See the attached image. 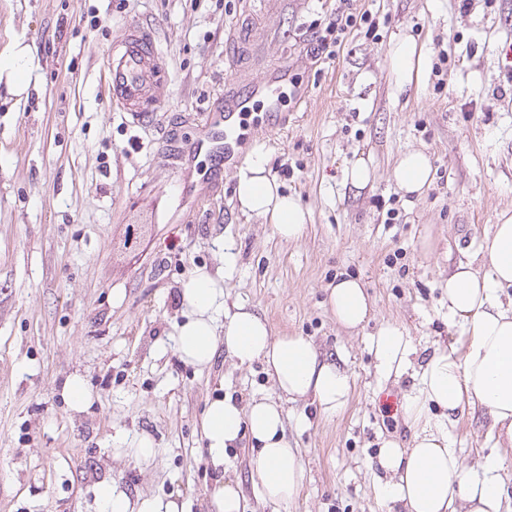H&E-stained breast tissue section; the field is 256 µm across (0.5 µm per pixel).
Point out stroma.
Listing matches in <instances>:
<instances>
[{"instance_id": "1", "label": "stroma", "mask_w": 512, "mask_h": 512, "mask_svg": "<svg viewBox=\"0 0 512 512\" xmlns=\"http://www.w3.org/2000/svg\"><path fill=\"white\" fill-rule=\"evenodd\" d=\"M258 3L0 0V53L37 47L24 92L0 81V512H100L105 482L211 512L220 475L239 484L245 512H264L254 449H228L216 473L199 420L207 399L279 393L261 363L222 354L200 370L178 358L181 292L199 268L221 278L226 304L253 307L274 335L310 338L353 379L343 412L287 404L306 479L281 512H389L370 463L381 440L406 446L411 430L379 398L407 397L414 379L382 378L370 342L392 324L423 356L462 334L442 283L512 211V0L466 11L461 0H353L375 13L377 37L352 31L319 61L311 27L336 0H278L268 13ZM248 13L264 35L246 50ZM136 22L156 29L170 83L165 107L133 127L108 105L102 56ZM401 37L425 51L402 92L387 64ZM245 95L250 115L225 121V100ZM412 148L432 164L418 196L392 176ZM256 151L308 213L298 240L239 209L237 175ZM361 158L373 178L356 189L345 173ZM341 276L373 302L354 331L326 303ZM75 375L91 392L81 408L63 393ZM304 413L310 426L297 428ZM490 426L483 409L465 410L450 444L475 473L499 454L512 489V448L494 449ZM143 435L158 450L147 462L128 453Z\"/></svg>"}]
</instances>
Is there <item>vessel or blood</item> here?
I'll use <instances>...</instances> for the list:
<instances>
[{
  "label": "vessel or blood",
  "mask_w": 512,
  "mask_h": 512,
  "mask_svg": "<svg viewBox=\"0 0 512 512\" xmlns=\"http://www.w3.org/2000/svg\"><path fill=\"white\" fill-rule=\"evenodd\" d=\"M111 107L141 124L169 100L168 65L159 36L148 26H129L103 57Z\"/></svg>",
  "instance_id": "obj_1"
}]
</instances>
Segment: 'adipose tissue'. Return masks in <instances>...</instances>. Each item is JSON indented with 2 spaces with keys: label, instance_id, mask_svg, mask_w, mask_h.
<instances>
[{
  "label": "adipose tissue",
  "instance_id": "1",
  "mask_svg": "<svg viewBox=\"0 0 512 512\" xmlns=\"http://www.w3.org/2000/svg\"><path fill=\"white\" fill-rule=\"evenodd\" d=\"M421 59L413 39L391 43L387 62L398 87L418 79ZM267 164L256 153L239 170L235 195L240 208L269 219L279 238L297 239L306 224L305 211L297 197L280 192ZM394 177L400 191L422 194L432 180L428 155L407 152ZM480 253L486 269L458 263L445 283L448 318L461 325L463 335L458 343L434 348L415 373V391L403 406L413 432L410 447L389 438L377 454L378 492L404 512H503L512 495L498 459L487 458L481 474H469L448 438L458 414L476 404L490 416L496 445L512 447V214L499 215ZM182 303L184 320L174 344L183 363L204 369L224 351L241 366L262 362L288 400L312 399L325 413L346 407L352 380L342 365L322 357L305 337L273 336L267 320L247 304L227 308L223 288L207 270H197L187 281ZM327 304L337 323L350 330L361 327L371 311L365 285L349 276L328 287ZM371 349L384 378L401 376L411 364L413 348L396 326L383 327ZM201 432L208 460L217 469L224 465L226 448L250 441L257 450L252 480L263 504L282 506L299 494L305 471L280 404L260 397L242 406L232 397H215L205 406ZM98 498L101 512H184L172 501L131 498L112 483L99 486Z\"/></svg>",
  "mask_w": 512,
  "mask_h": 512
}]
</instances>
